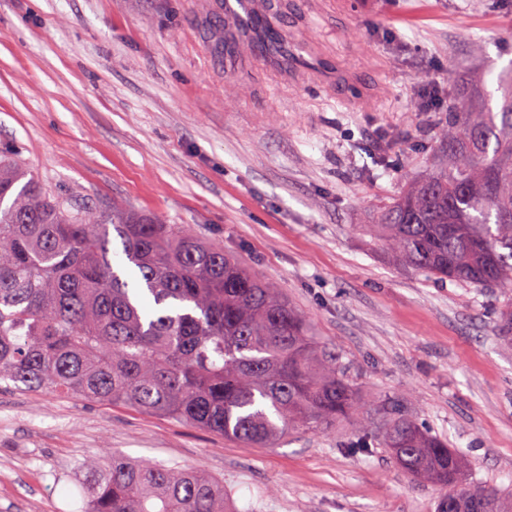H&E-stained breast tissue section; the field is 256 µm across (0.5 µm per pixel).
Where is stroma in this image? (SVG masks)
I'll list each match as a JSON object with an SVG mask.
<instances>
[{"label": "stroma", "instance_id": "1", "mask_svg": "<svg viewBox=\"0 0 512 512\" xmlns=\"http://www.w3.org/2000/svg\"><path fill=\"white\" fill-rule=\"evenodd\" d=\"M302 77L233 48L224 0H0V151L54 195L190 224L308 316L363 396L402 398L512 489V344L500 290L397 266L367 230L437 158L454 93L512 64V0H264ZM348 420L258 448L124 404L0 389V512H81L87 457L224 483L231 512H435ZM369 427L370 422L367 416L366 418H358L353 437L343 447L352 456L367 455L369 453L373 437Z\"/></svg>", "mask_w": 512, "mask_h": 512}]
</instances>
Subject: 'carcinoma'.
I'll use <instances>...</instances> for the list:
<instances>
[{
	"instance_id": "1",
	"label": "carcinoma",
	"mask_w": 512,
	"mask_h": 512,
	"mask_svg": "<svg viewBox=\"0 0 512 512\" xmlns=\"http://www.w3.org/2000/svg\"><path fill=\"white\" fill-rule=\"evenodd\" d=\"M500 101L452 95L440 158L386 205L377 238L405 269L499 288L512 344V73ZM124 259L113 264L111 234ZM0 382L122 403L246 444L358 416L344 449L377 442L411 479L444 489L436 512H512V493L468 477L466 458L420 428L402 400L367 403L335 349L224 248L186 224L68 203L0 151ZM84 512H227L202 470L88 458Z\"/></svg>"
}]
</instances>
